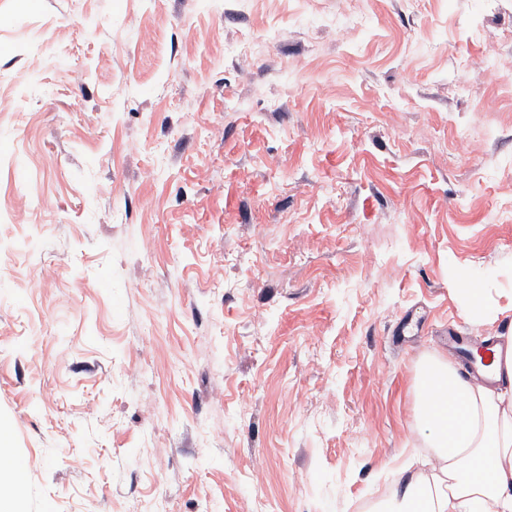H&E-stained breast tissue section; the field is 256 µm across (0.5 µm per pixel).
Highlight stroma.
<instances>
[{"label":"stroma","instance_id":"stroma-1","mask_svg":"<svg viewBox=\"0 0 512 512\" xmlns=\"http://www.w3.org/2000/svg\"><path fill=\"white\" fill-rule=\"evenodd\" d=\"M340 6L0 0V141L29 160L0 158L21 512H368L432 457L419 365L448 327H512V79L477 69L489 42L512 59V0L301 29ZM469 280L470 277L468 275L460 277L457 280L459 288H456V290L458 294L467 301L465 302L471 308L476 324L481 325L489 312L486 293L482 288H461Z\"/></svg>","mask_w":512,"mask_h":512}]
</instances>
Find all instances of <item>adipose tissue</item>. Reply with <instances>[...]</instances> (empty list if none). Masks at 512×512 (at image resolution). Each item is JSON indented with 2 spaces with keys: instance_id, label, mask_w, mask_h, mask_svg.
Returning a JSON list of instances; mask_svg holds the SVG:
<instances>
[{
  "instance_id": "ef3b65f1",
  "label": "adipose tissue",
  "mask_w": 512,
  "mask_h": 512,
  "mask_svg": "<svg viewBox=\"0 0 512 512\" xmlns=\"http://www.w3.org/2000/svg\"><path fill=\"white\" fill-rule=\"evenodd\" d=\"M490 382L433 358L417 377L416 421L435 452L409 459L380 512H512V346Z\"/></svg>"
}]
</instances>
